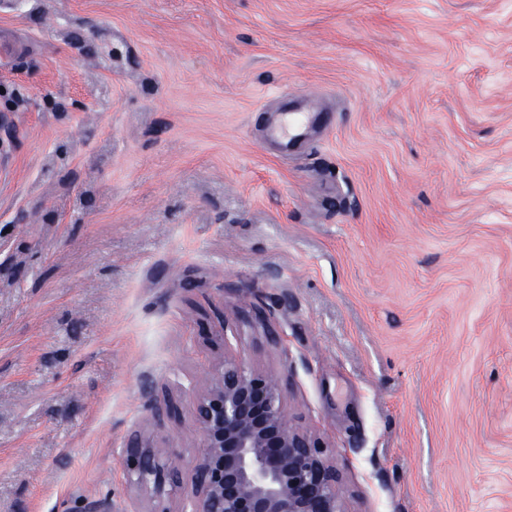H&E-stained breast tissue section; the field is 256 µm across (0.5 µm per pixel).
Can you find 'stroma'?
<instances>
[{
	"label": "stroma",
	"instance_id": "35a3bbf8",
	"mask_svg": "<svg viewBox=\"0 0 512 512\" xmlns=\"http://www.w3.org/2000/svg\"><path fill=\"white\" fill-rule=\"evenodd\" d=\"M1 43L0 512H151L126 439L191 470L225 356L349 512H512V0H0Z\"/></svg>",
	"mask_w": 512,
	"mask_h": 512
}]
</instances>
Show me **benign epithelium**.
<instances>
[{
    "label": "benign epithelium",
    "instance_id": "1",
    "mask_svg": "<svg viewBox=\"0 0 512 512\" xmlns=\"http://www.w3.org/2000/svg\"><path fill=\"white\" fill-rule=\"evenodd\" d=\"M203 449L187 473L138 430L123 454L133 483L159 503L183 490L192 512H348L328 448L292 423L277 377L244 359H224L199 395Z\"/></svg>",
    "mask_w": 512,
    "mask_h": 512
}]
</instances>
